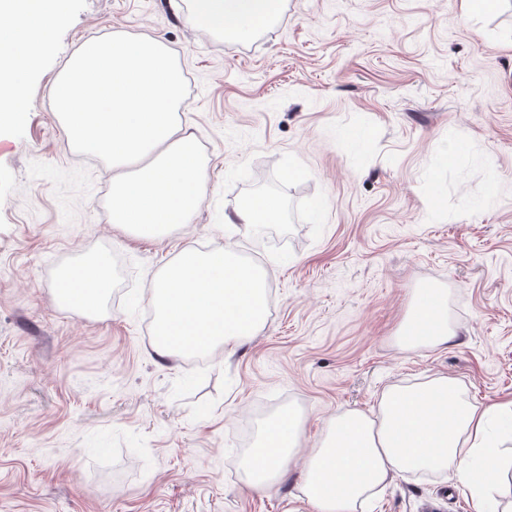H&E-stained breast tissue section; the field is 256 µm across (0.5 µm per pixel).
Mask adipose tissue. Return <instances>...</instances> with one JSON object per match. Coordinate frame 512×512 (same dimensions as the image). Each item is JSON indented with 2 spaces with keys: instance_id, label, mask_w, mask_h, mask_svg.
<instances>
[{
  "instance_id": "obj_1",
  "label": "adipose tissue",
  "mask_w": 512,
  "mask_h": 512,
  "mask_svg": "<svg viewBox=\"0 0 512 512\" xmlns=\"http://www.w3.org/2000/svg\"><path fill=\"white\" fill-rule=\"evenodd\" d=\"M69 0H0V127L25 111L28 77L40 65L46 46L65 19ZM281 0H190L200 26L216 35L240 39L273 20ZM111 288L105 258L65 270L57 300L67 308L98 312ZM441 310L417 308L401 332L407 346L448 342ZM382 418L351 410L337 417L318 448L303 459L301 493L316 512H356L360 498L399 471L428 468L450 473L468 486L479 478L471 456L487 468L500 462L487 437V413L464 400L445 377L408 388H390L381 398ZM299 420L280 414L262 429L259 452L244 461L254 485H264L290 464L297 447Z\"/></svg>"
}]
</instances>
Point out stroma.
<instances>
[{"mask_svg":"<svg viewBox=\"0 0 512 512\" xmlns=\"http://www.w3.org/2000/svg\"><path fill=\"white\" fill-rule=\"evenodd\" d=\"M115 33L176 54L181 126L208 161L201 206L160 239L113 224L111 166L74 151L52 104L79 45ZM271 180L278 223H227ZM227 244L267 277L265 321L198 363L159 356L153 276ZM102 255L103 311L60 305V273ZM427 282L453 337L409 348ZM441 376L478 408L512 401V0L471 20L463 0H283L246 39L171 0H69L0 129V512H314L299 467L269 487L243 472L264 422L296 414L311 449L337 414ZM483 497L512 512V474L476 493L404 472L358 512Z\"/></svg>","mask_w":512,"mask_h":512,"instance_id":"stroma-1","label":"stroma"}]
</instances>
